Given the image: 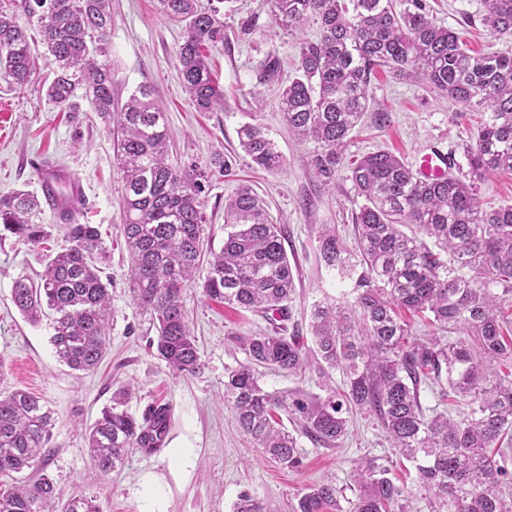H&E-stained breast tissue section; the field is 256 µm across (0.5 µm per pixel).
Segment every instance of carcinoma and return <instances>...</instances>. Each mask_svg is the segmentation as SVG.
<instances>
[{"instance_id":"cac0c4a2","label":"carcinoma","mask_w":512,"mask_h":512,"mask_svg":"<svg viewBox=\"0 0 512 512\" xmlns=\"http://www.w3.org/2000/svg\"><path fill=\"white\" fill-rule=\"evenodd\" d=\"M275 24L292 35L312 21L316 41L298 43L296 75L281 87L280 108L299 138L324 152L315 166L330 179L340 150L369 108L367 87L375 71L403 80L421 79L453 104L484 107L474 140L463 145L466 165L435 182L421 181L403 159L377 151L348 168L363 200L348 248L336 225L322 224L318 247L324 264L352 282L351 299L318 303L310 330L318 361L340 369L343 394L324 399L298 389L269 392L259 369L299 375L309 362L302 337L286 334L295 290L284 248L287 228L273 222L265 202L240 185L224 202V245L209 251L204 279L207 169L170 162L166 113L144 83L123 103L112 92L108 33L112 0H0V80L21 88L30 81L37 45L54 67L47 96L67 109L78 88L112 135L113 159L124 182L120 231L129 257L135 305L150 314L155 354L172 372L193 376L201 360L184 304V288L199 284L205 297L262 314L270 332L239 336L245 359L227 369L226 396L254 446L286 468L300 463L297 434L331 447L348 432V414L374 415L392 447L411 461L430 495V512H512L502 490L512 474L492 450L512 447V373L490 380L486 363L512 355L504 330L512 320V204L484 208L481 184L512 171V54L469 53L460 33L436 23L423 0H271ZM166 16L186 24L176 58L183 91L208 112L224 106L209 51L224 42L218 10L198 0H159ZM482 24L493 36L512 34V0H483ZM24 21H19V18ZM242 151L260 169L276 171L284 158L262 128L238 130ZM42 200L19 191L0 198V237L33 246L46 237L32 222ZM68 245L46 264L40 281H14L11 301L32 324L52 311L50 342L58 360L75 371L98 367L110 335L111 281L103 275L107 248L98 227L64 219ZM415 226L417 233L405 229ZM433 241L426 245L422 238ZM430 313L439 330L462 328L466 338L443 342L417 337L397 309ZM281 322V326L274 322ZM470 398L460 420L427 409L423 385L439 383ZM132 389L119 388L87 434L92 464L104 475L125 463L130 449L158 450L171 410L154 402L137 417L124 406ZM293 425L288 429L282 417ZM54 418L38 396L24 390L0 393V512H46L58 493L47 474L17 478L46 460ZM374 458L353 461L358 495L353 512H410L409 493ZM333 483L307 488L291 512H325L337 505ZM61 512H99L95 500L68 499ZM233 512H269L248 493Z\"/></svg>"}]
</instances>
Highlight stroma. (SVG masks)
Here are the masks:
<instances>
[{
    "label": "stroma",
    "instance_id": "35a3bbf8",
    "mask_svg": "<svg viewBox=\"0 0 512 512\" xmlns=\"http://www.w3.org/2000/svg\"><path fill=\"white\" fill-rule=\"evenodd\" d=\"M438 24L459 31L477 54L512 52V35H489L480 22L483 0H425ZM202 8L218 6L226 40L210 52L213 75L224 90V108L200 112L187 99L176 65V51L185 35L184 23L168 18L158 0H112L108 36L112 89L126 100L138 85L154 87L173 134L170 158L178 165L196 164L213 170L205 202V241L220 250L224 244V200L239 184L250 185L263 198L274 221L287 225L284 247L295 277L288 331L311 341L310 312L320 302L349 298L350 280L321 260L316 230L335 225L346 244H353V217L361 203L348 180L347 165L361 156L385 150L413 163L432 148L451 150L471 140L475 120L463 106L431 92L423 83L380 70L368 87L370 108L358 133L342 149V163L332 180H324L314 160L322 151L313 141L298 140L279 109V91L295 74L297 40L279 29L270 0H199ZM276 59V75L264 66ZM53 75L44 57H37L31 84L22 91L0 81V197L17 190L38 193L33 158L67 168L83 184L88 198L80 223L95 224L111 251L104 272L112 280L110 345L91 372H75L60 364L49 342L48 322L34 325L11 302L15 279L38 280L48 255L64 244V230L48 209L35 223L45 225L50 239L31 246L9 237L0 240V391L21 389L41 397L51 409L54 428L51 454L44 468L26 470L28 478L48 474L61 499L91 496L101 512H233L241 493L262 500L272 512H288L306 488L335 483L338 503L327 512H352L356 491L351 481L354 460L367 456L391 466L393 475L411 494L414 512H429L417 484L413 464L399 459L374 416L351 415L347 435L325 448L299 437L298 467L284 468L254 448L239 428L224 399L227 368L243 361L237 338L269 330L259 314L225 307L190 286L184 300L191 331L204 364L201 374L172 373L148 346L156 329L148 314L136 307L127 280L128 258L121 245L123 182L113 164L112 139L102 120L90 112L84 89H77L70 111L56 107L45 94ZM261 125L286 159L276 172L252 168L238 144V130ZM269 391L300 389L327 397L342 387L341 373L309 362L299 376L262 371ZM130 384L127 404L141 413L152 400L171 406L164 445L144 455L131 449L121 468L101 475L87 454L86 432L112 394ZM191 452L181 465L180 449ZM162 491L153 502L147 488Z\"/></svg>",
    "mask_w": 512,
    "mask_h": 512
}]
</instances>
